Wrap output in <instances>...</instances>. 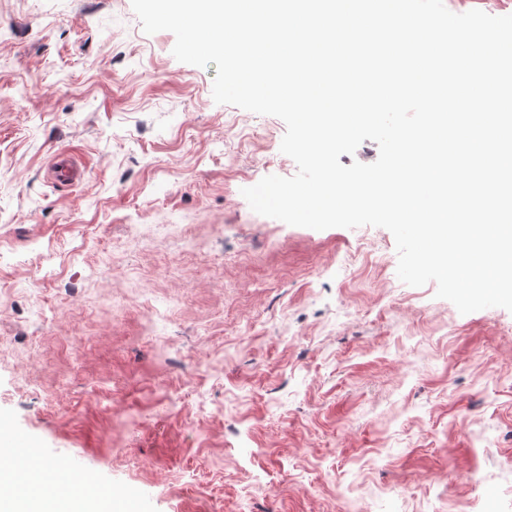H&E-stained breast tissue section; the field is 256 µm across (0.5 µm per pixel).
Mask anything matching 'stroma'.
<instances>
[{"mask_svg": "<svg viewBox=\"0 0 512 512\" xmlns=\"http://www.w3.org/2000/svg\"><path fill=\"white\" fill-rule=\"evenodd\" d=\"M174 44L0 0V435L117 512H512V312L403 283L385 228L254 212L286 125ZM54 173L58 181H69L73 184L83 177V171L76 161L66 152H60L56 156ZM36 452L40 458L43 475L47 482H63L69 489L77 490V493L81 495L96 496L100 492L101 488L86 479L80 466L71 465L60 468L52 461L49 462L41 451L37 450Z\"/></svg>", "mask_w": 512, "mask_h": 512, "instance_id": "1", "label": "stroma"}]
</instances>
